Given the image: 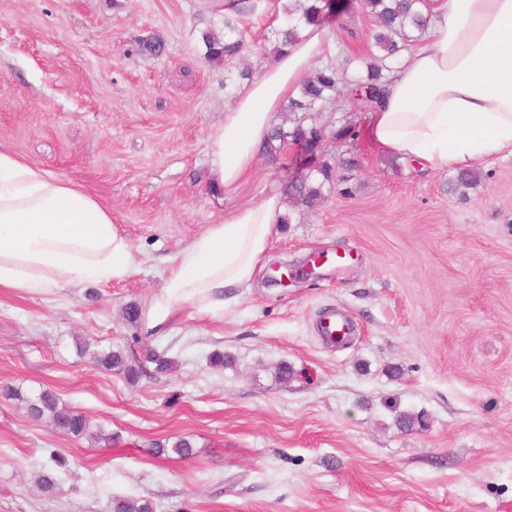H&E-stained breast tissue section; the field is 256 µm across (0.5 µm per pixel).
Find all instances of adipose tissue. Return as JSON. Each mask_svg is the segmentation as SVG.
Instances as JSON below:
<instances>
[{
  "label": "adipose tissue",
  "instance_id": "obj_1",
  "mask_svg": "<svg viewBox=\"0 0 512 512\" xmlns=\"http://www.w3.org/2000/svg\"><path fill=\"white\" fill-rule=\"evenodd\" d=\"M324 31L301 25L298 41L240 90L209 135L212 183L235 192L253 169L273 117L293 97L321 52ZM368 140L383 153L431 169H463L512 156V0H443L427 35L387 78L370 112ZM284 209L263 196L225 216L169 260L144 308L143 324L165 335L178 307H233L249 287ZM133 248L112 211L70 180L0 151V288L48 293L127 277Z\"/></svg>",
  "mask_w": 512,
  "mask_h": 512
}]
</instances>
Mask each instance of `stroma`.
Returning <instances> with one entry per match:
<instances>
[{"mask_svg": "<svg viewBox=\"0 0 512 512\" xmlns=\"http://www.w3.org/2000/svg\"><path fill=\"white\" fill-rule=\"evenodd\" d=\"M229 2L0 0V150L94 192L138 263L108 283L0 289V512H110L139 497L157 512H512V157L457 187L456 171L377 150L345 87L304 118L322 132L314 161L332 167L311 206L289 194L304 168L293 142L261 152L235 193L214 192L209 134L237 92L202 36L233 15L257 71L282 18L281 0L235 14ZM324 27L325 65L353 76L375 51L371 16L348 0ZM151 38L162 55L140 52ZM346 124L356 139L336 140ZM270 193L285 209L232 310L181 305L165 336L126 321L166 258ZM276 264L287 285L268 283ZM331 310L353 325L347 345L322 338ZM80 339L175 367L132 384ZM44 389L111 442L34 419L25 401ZM398 410L426 426L399 428ZM182 438L190 458L151 450ZM49 469L58 487L45 493Z\"/></svg>", "mask_w": 512, "mask_h": 512, "instance_id": "obj_1", "label": "stroma"}]
</instances>
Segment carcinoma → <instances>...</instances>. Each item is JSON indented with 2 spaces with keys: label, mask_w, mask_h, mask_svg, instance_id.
<instances>
[{
  "label": "carcinoma",
  "mask_w": 512,
  "mask_h": 512,
  "mask_svg": "<svg viewBox=\"0 0 512 512\" xmlns=\"http://www.w3.org/2000/svg\"><path fill=\"white\" fill-rule=\"evenodd\" d=\"M359 4L375 21L374 45L380 55L365 62L364 73L358 76L353 91L371 111L380 105L385 97L386 71L390 70L385 61L396 59L401 52L426 33L430 24V13L427 0H359ZM333 9L335 5L327 3V0H288V5L283 7L284 24L274 32L273 52L281 53L298 41L300 22L321 25L329 18ZM203 40L207 56L213 60L224 61L227 68L226 80L230 81L231 85L241 86L252 79L253 72L250 69H239L235 65L236 58L243 51L244 41L232 19L224 20V38L206 34ZM344 82L345 76L338 73L335 68L320 69L308 76L298 94L288 101L287 109L293 114L316 112L337 95L340 84ZM290 136L302 143L307 138L319 139L320 133L315 127H305L300 122L291 132L276 124L272 126L268 135V150L272 151L278 145L284 146ZM331 172L332 167L327 163L309 169L305 178L293 183L298 200L310 204L318 199L321 192L311 185V178L317 174L328 181ZM93 356L101 368L122 374L130 381L137 380L146 372L148 363L155 364V371L161 373L167 371L170 366V361L157 352L150 353L144 362L137 360L133 363L121 353L110 349L95 351ZM9 396L25 400L28 412L33 418L48 420L56 430L66 435L82 437L89 431L90 422L87 416L61 405L57 395L49 389L42 390L33 399H25L17 391L10 392ZM152 449L158 456L169 452L180 458L193 455V446L186 439H180L170 447L156 442L152 444ZM155 509L156 505L147 498H115L111 503V512H155Z\"/></svg>",
  "instance_id": "cac0c4a2"
}]
</instances>
